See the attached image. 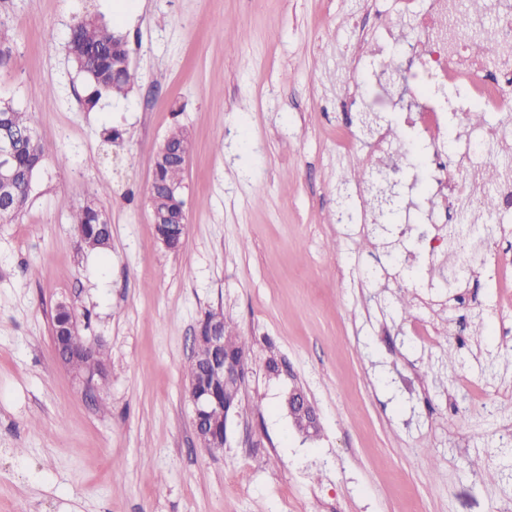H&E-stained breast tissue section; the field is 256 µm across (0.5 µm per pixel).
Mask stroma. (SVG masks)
<instances>
[{
  "mask_svg": "<svg viewBox=\"0 0 512 512\" xmlns=\"http://www.w3.org/2000/svg\"><path fill=\"white\" fill-rule=\"evenodd\" d=\"M125 36L139 81L87 109L67 38L84 12ZM397 0H0V98L46 160L0 224V512H502L512 508V258H449L428 225L372 232L377 163L357 114ZM120 131L113 143L103 128ZM187 130V224L158 240L153 156ZM358 144L339 153L341 129ZM96 200L108 253L78 246ZM411 301L401 309L400 297ZM71 306L105 383L74 384L51 316ZM246 342L222 450L201 448L187 366L208 313ZM429 334H415L417 322ZM283 367L266 372L269 356ZM316 408L308 438L286 408ZM152 184H153V181H152V183L150 185V189H149V202H150V206L152 209L153 224L157 225L156 231L158 232L159 235H161L162 237H164L166 239V241L170 245V249L173 251H176L180 248V246L182 244V239H183L182 224H186L185 211H184L185 219L182 222H180L181 224H161L157 218V206H156L157 200L151 194ZM164 238H160V240L163 243V245L166 248H168V245ZM288 414L295 428L307 437L315 435L319 429V420L314 405L300 389H294L288 395Z\"/></svg>",
  "mask_w": 512,
  "mask_h": 512,
  "instance_id": "stroma-1",
  "label": "stroma"
}]
</instances>
